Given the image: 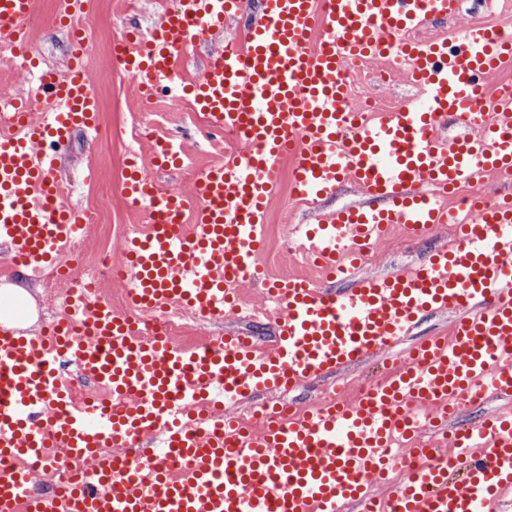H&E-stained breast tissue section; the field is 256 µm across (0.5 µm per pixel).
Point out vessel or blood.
I'll return each mask as SVG.
<instances>
[{
	"mask_svg": "<svg viewBox=\"0 0 512 512\" xmlns=\"http://www.w3.org/2000/svg\"><path fill=\"white\" fill-rule=\"evenodd\" d=\"M34 6L0 0V39L24 54ZM460 6L177 0L151 33L114 43V58L150 99L159 85L182 84L186 51L246 15L240 39L211 56L191 88L203 126L246 150L187 191L162 188L131 164L121 193L149 220L125 245L130 311L99 305L33 336L0 326V512H489L512 495V416L485 412L456 428L448 407L477 385L512 399V99L485 96L512 60V35L472 26L459 37L414 36ZM87 51L77 39L65 78L44 70L39 98L0 96L10 108L0 124V242L32 272L78 262L63 245L82 231V214L67 202L56 150L75 130L98 127ZM351 58L397 67L429 110H355L344 74ZM457 116L466 133L441 139ZM284 158L299 203L317 205L347 180L369 199L332 213L313 237L326 278L343 291L293 275L270 282L257 263ZM491 177L510 193L473 201V218L448 244L411 270L357 277L393 225L424 238L447 223L428 188L449 193ZM346 236L353 248L338 254ZM247 281L275 306L271 343L224 334L187 352L166 336H140L144 316L174 305L216 323L239 315ZM447 311L456 316L451 335L404 348V360L352 401L251 427L233 412L256 394L288 393L399 347L423 318ZM63 356L77 379L60 372ZM84 380L99 391L74 403ZM396 445L412 466L393 484ZM50 457L81 459L89 474L34 495L33 463Z\"/></svg>",
	"mask_w": 512,
	"mask_h": 512,
	"instance_id": "obj_1",
	"label": "vessel or blood"
}]
</instances>
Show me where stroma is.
Listing matches in <instances>:
<instances>
[{"label": "stroma", "instance_id": "stroma-1", "mask_svg": "<svg viewBox=\"0 0 512 512\" xmlns=\"http://www.w3.org/2000/svg\"><path fill=\"white\" fill-rule=\"evenodd\" d=\"M93 18L99 22L92 37L86 62L98 88L99 133L74 132L69 143L58 154V173L71 183L75 193L73 206L91 207L101 198H109L110 205L94 231L81 236L80 256L91 260L107 251L113 261H123V242L119 233L126 224H142L146 221L143 210L132 208L120 192L125 162L130 151H138L146 171L153 175L161 187L190 188L202 171L215 160L233 153L243 152L244 146L229 135L208 134L201 125L182 120L166 112L162 104L164 94H157L151 102H143L137 91L136 81L127 77L114 66L109 52L111 38L122 37L126 32L151 30L160 15L169 6L170 0H136L134 10H107L105 0H89ZM474 23L502 28H512V0H462L461 12L456 19L431 22L419 33L420 38L430 39L442 35L453 36L466 31ZM32 29V48L39 59H48L59 64L66 63L69 42L64 31L59 29L50 10L49 0H36ZM382 65L367 62L362 82L365 89L378 100L401 108L420 104L422 95L401 74L388 75L385 82L373 80ZM144 123L154 124L160 137L181 145L184 163L179 168H157L152 164L153 142L137 140L135 132ZM93 171V179H86V171ZM360 189L351 183L342 184L335 197L323 201L318 208L297 204L292 197L291 163L282 161L280 180L271 202L266 224L265 242L260 262L274 275L289 271L294 275L312 276L304 253H297L288 268H281L276 258L285 239L305 242L304 229L316 220L317 214L331 212L363 202ZM452 227L445 224L434 230L426 239L407 237L401 228H394L391 236L375 244L361 268L362 274H383L418 262L426 256L430 246L451 241ZM10 285L27 290L26 301L30 307L29 317L21 321L25 332L40 330L43 323L53 320L57 309V292L52 288L29 287L24 273H16ZM386 369L377 360L371 359L351 370L319 379L308 386L288 393L289 402L307 406L328 398L334 387L346 384L350 393H358L376 376Z\"/></svg>", "mask_w": 512, "mask_h": 512}]
</instances>
